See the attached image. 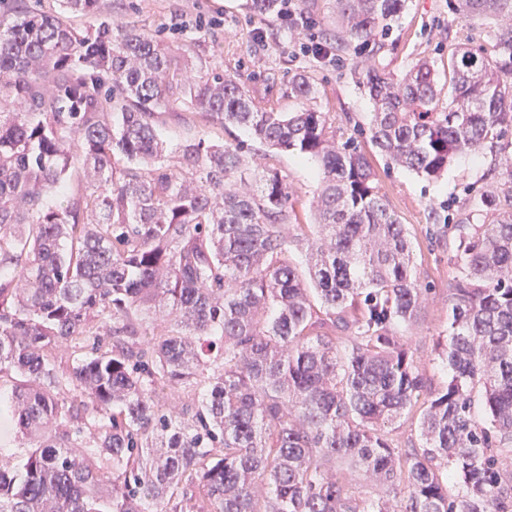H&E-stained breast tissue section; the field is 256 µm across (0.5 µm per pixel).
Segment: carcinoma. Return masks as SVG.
Instances as JSON below:
<instances>
[{"instance_id": "1", "label": "carcinoma", "mask_w": 512, "mask_h": 512, "mask_svg": "<svg viewBox=\"0 0 512 512\" xmlns=\"http://www.w3.org/2000/svg\"><path fill=\"white\" fill-rule=\"evenodd\" d=\"M0 17V379L34 442L0 460V512H512V190L454 224L448 380L427 381L400 327L430 288L355 138L327 113L262 106L219 69L187 75L163 41L96 15L99 0ZM406 0H332L336 51L361 52ZM258 17L280 0H248ZM467 21L512 0H448ZM420 60L366 66L369 142L387 166L440 177L512 126V24ZM448 106L439 107L443 89ZM305 74L288 96L313 98ZM318 159V232L293 224L285 176L245 144L172 146L161 110ZM305 245V270L292 251ZM161 314L147 336L144 314ZM62 340L80 354L65 373ZM417 418L419 443L393 438ZM390 499L362 495L342 465Z\"/></svg>"}]
</instances>
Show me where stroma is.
Listing matches in <instances>:
<instances>
[{"label":"stroma","mask_w":512,"mask_h":512,"mask_svg":"<svg viewBox=\"0 0 512 512\" xmlns=\"http://www.w3.org/2000/svg\"><path fill=\"white\" fill-rule=\"evenodd\" d=\"M247 0H100L103 12L114 22L131 23L158 35L172 49L185 54L190 73L200 67L234 75L257 100L279 112H292L299 101L288 97L286 85L295 73L307 74L316 93L310 107L325 112L337 140L355 137L365 141L373 102L355 68L361 58L354 51L326 57L311 53L323 30L334 28L336 16L330 0H295L303 23L279 17L259 18L246 8ZM209 24L196 29V16ZM505 20L492 17L468 22L449 13L447 0H407L405 8L380 37L377 63L393 77H401L418 60L441 64L449 45L490 41ZM188 108L177 103L167 109L159 124L162 138L177 143L187 136L225 142L248 139L244 129H214L204 120L187 127ZM264 163L278 169L288 181L297 221L309 224L310 200L319 184L320 168L314 159L258 147ZM377 173L376 187L388 208L404 224L416 257L417 271L431 292L418 322L404 337L414 357L433 385H442L446 372L434 344L448 325V288L456 270L448 260L453 238L437 233V225L455 218L465 199L481 191L512 184L505 173L504 156L486 147L478 158L457 157L440 179L428 180L403 168L387 167L385 159L368 150Z\"/></svg>","instance_id":"obj_1"}]
</instances>
